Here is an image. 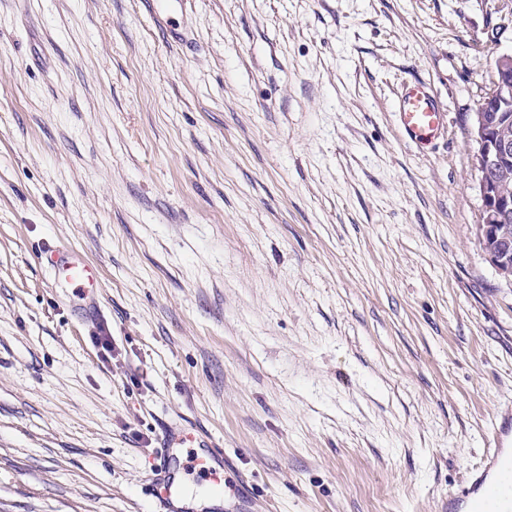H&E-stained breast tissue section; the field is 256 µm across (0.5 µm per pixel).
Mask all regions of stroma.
<instances>
[{"mask_svg":"<svg viewBox=\"0 0 512 512\" xmlns=\"http://www.w3.org/2000/svg\"><path fill=\"white\" fill-rule=\"evenodd\" d=\"M148 2L0 0V512H157L170 422L248 512H442L512 411L471 136L512 0H174L181 43ZM391 113L402 139L419 152L433 149L448 130L446 112L433 89L413 75L400 82ZM39 261L50 268L59 282L74 288L81 296L82 303L76 309L83 316L93 314L98 297V269L89 260L75 255L61 257L52 247H45L39 253Z\"/></svg>","mask_w":512,"mask_h":512,"instance_id":"35a3bbf8","label":"stroma"}]
</instances>
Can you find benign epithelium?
Wrapping results in <instances>:
<instances>
[{"instance_id":"benign-epithelium-1","label":"benign epithelium","mask_w":512,"mask_h":512,"mask_svg":"<svg viewBox=\"0 0 512 512\" xmlns=\"http://www.w3.org/2000/svg\"><path fill=\"white\" fill-rule=\"evenodd\" d=\"M512 55L496 59L492 87L479 104L471 135L478 145L477 171H498L512 163ZM482 201L483 235L492 242L486 256L500 273L512 272V234L507 221L512 215V185L506 180L478 177Z\"/></svg>"}]
</instances>
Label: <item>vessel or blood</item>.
<instances>
[{
	"label": "vessel or blood",
	"mask_w": 512,
	"mask_h": 512,
	"mask_svg": "<svg viewBox=\"0 0 512 512\" xmlns=\"http://www.w3.org/2000/svg\"><path fill=\"white\" fill-rule=\"evenodd\" d=\"M392 116L402 139L421 152L433 149L448 130L446 112L433 89L415 76L400 82ZM39 261L53 271L57 280L79 293L81 315L93 314L99 291L98 269L93 263L75 255L60 256L51 247L40 251ZM184 454L190 457L193 469L209 489L219 491L224 487L223 449L217 448L209 437L196 436L182 426H166L160 436L159 463L150 478L156 492L158 512H186L180 504L179 491L168 475L169 467ZM494 473L512 478V414L496 424L494 447L486 455L484 468L467 480L465 497L470 500L471 512H512V500L500 502L497 490H490L485 499L476 497Z\"/></svg>",
	"instance_id": "obj_1"
}]
</instances>
